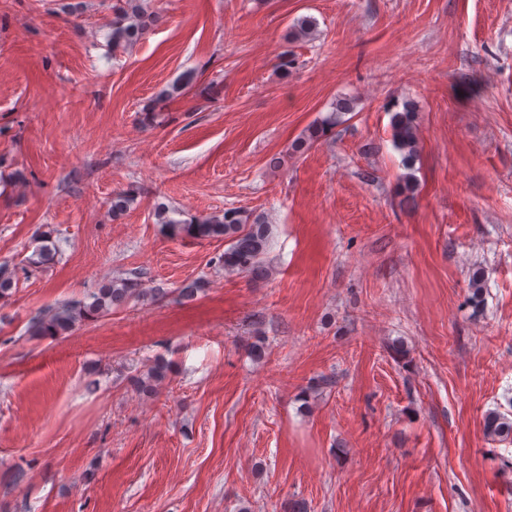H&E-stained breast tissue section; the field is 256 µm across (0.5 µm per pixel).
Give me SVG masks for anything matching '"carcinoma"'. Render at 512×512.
<instances>
[{"label":"carcinoma","mask_w":512,"mask_h":512,"mask_svg":"<svg viewBox=\"0 0 512 512\" xmlns=\"http://www.w3.org/2000/svg\"><path fill=\"white\" fill-rule=\"evenodd\" d=\"M153 17L148 13L145 0H115L112 5V48H127L134 45L149 28ZM317 24L314 19L304 17L293 25L290 37L312 39L316 36ZM355 109V98H340L333 103L332 110L316 120L306 131L305 136L292 144L291 149L299 152L334 136L337 125L344 122V116ZM390 125L396 149L402 154L403 166L410 170L404 178L403 191H414V170L418 161V129L416 126L415 102L405 100L392 103ZM135 200L131 189L112 194V217L123 215ZM155 217L159 224H170L174 230L184 232L199 239H225L229 247L218 258V266L226 273L246 274L253 278L266 272L265 257L270 249V229L263 216L255 217L235 208L205 216H193L187 220L169 217L168 209L162 205L155 207ZM16 283L15 271L0 263V299L9 296ZM153 294H165L160 288L150 293L141 287L139 276L114 278L103 284L91 295L90 303L64 304L49 310L36 319L32 333L36 336H67L76 325L94 315L104 314L113 308L121 307L132 300H139ZM486 432L503 440L512 438V416L490 412L485 417Z\"/></svg>","instance_id":"obj_1"}]
</instances>
